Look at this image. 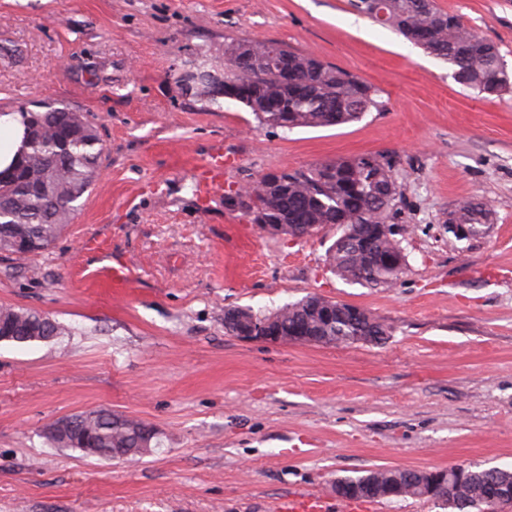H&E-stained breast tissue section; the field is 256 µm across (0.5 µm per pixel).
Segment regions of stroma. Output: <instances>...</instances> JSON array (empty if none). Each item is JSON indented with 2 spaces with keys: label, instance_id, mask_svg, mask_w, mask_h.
<instances>
[{
  "label": "stroma",
  "instance_id": "1",
  "mask_svg": "<svg viewBox=\"0 0 512 512\" xmlns=\"http://www.w3.org/2000/svg\"><path fill=\"white\" fill-rule=\"evenodd\" d=\"M436 4L496 42L512 73V0ZM243 39L314 54L384 107L285 133L185 93L183 72L205 55L223 72ZM43 100L83 112L103 153L55 245L0 257V306L70 329L0 342V512H273L368 470H512V88L477 97L351 0H0V112ZM215 153L235 164L204 198ZM359 155L395 163L396 287L336 276L335 228L275 236L224 205L264 174ZM463 201L489 206L479 238L448 230ZM118 263L121 297L94 281ZM308 295L391 334L334 346L224 331L227 309ZM99 407L155 427L158 447L111 461L48 444V424Z\"/></svg>",
  "mask_w": 512,
  "mask_h": 512
}]
</instances>
